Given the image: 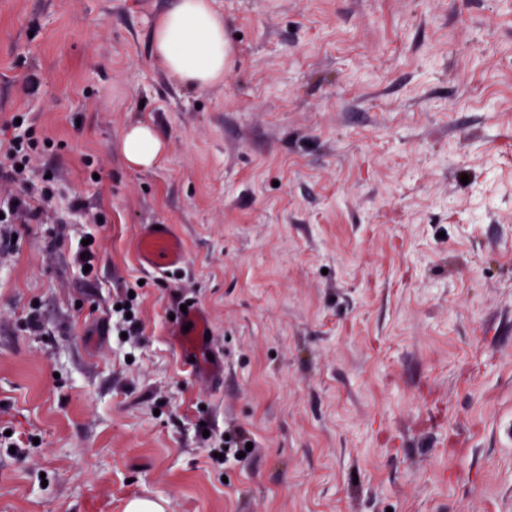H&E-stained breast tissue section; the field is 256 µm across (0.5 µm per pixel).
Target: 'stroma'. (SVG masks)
<instances>
[{"mask_svg":"<svg viewBox=\"0 0 512 512\" xmlns=\"http://www.w3.org/2000/svg\"><path fill=\"white\" fill-rule=\"evenodd\" d=\"M173 2L0 0V136L30 114L55 176L0 257V512H512V0H214L205 90L154 56ZM144 224L179 271L138 264ZM235 427L252 453L211 460ZM163 149V139L146 123L134 124L124 134V154L128 162L136 167L153 166L160 158ZM136 252L143 268L156 272L178 269L186 260L182 240L170 224L142 225L136 238ZM192 323L188 332L183 327ZM172 336H177V342L181 350L192 352L194 350L206 351L210 345L212 336L211 327L206 314L198 306H190L187 312L179 314Z\"/></svg>","mask_w":512,"mask_h":512,"instance_id":"35a3bbf8","label":"stroma"}]
</instances>
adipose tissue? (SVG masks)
Masks as SVG:
<instances>
[{
	"label": "adipose tissue",
	"mask_w": 512,
	"mask_h": 512,
	"mask_svg": "<svg viewBox=\"0 0 512 512\" xmlns=\"http://www.w3.org/2000/svg\"><path fill=\"white\" fill-rule=\"evenodd\" d=\"M153 44L157 61L171 77L201 90L223 82L235 54L212 0H175L156 19ZM163 149L161 136L148 124H134L124 134V154L134 166H153Z\"/></svg>",
	"instance_id": "adipose-tissue-1"
}]
</instances>
